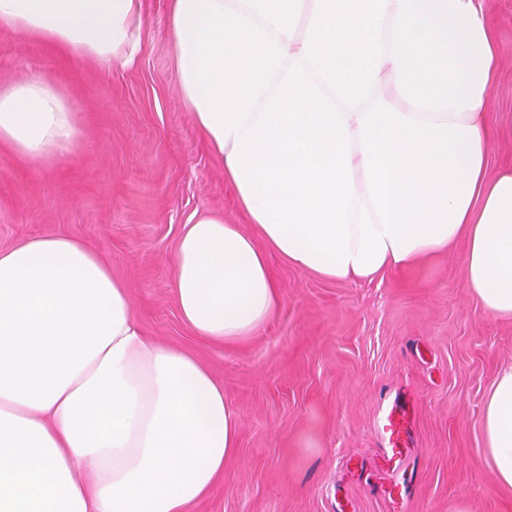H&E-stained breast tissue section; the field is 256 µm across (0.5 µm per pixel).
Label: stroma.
<instances>
[{"label":"stroma","instance_id":"stroma-1","mask_svg":"<svg viewBox=\"0 0 512 512\" xmlns=\"http://www.w3.org/2000/svg\"><path fill=\"white\" fill-rule=\"evenodd\" d=\"M482 6L499 44L497 173L512 169V0ZM144 9L130 68L77 61L0 28V85L48 76L79 120L68 160L36 167L0 148V249L35 235L91 244L128 288L146 336L190 352L223 384L238 448L190 512H512L481 426L498 372L512 365V318L474 309L464 245L371 281L327 280L273 253L280 301L254 335L213 344L182 322L183 225L201 214L246 218L183 105L166 0ZM396 405L398 469L380 427Z\"/></svg>","mask_w":512,"mask_h":512}]
</instances>
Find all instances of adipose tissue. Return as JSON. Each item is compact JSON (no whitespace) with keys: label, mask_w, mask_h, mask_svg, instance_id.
<instances>
[{"label":"adipose tissue","mask_w":512,"mask_h":512,"mask_svg":"<svg viewBox=\"0 0 512 512\" xmlns=\"http://www.w3.org/2000/svg\"><path fill=\"white\" fill-rule=\"evenodd\" d=\"M479 0H390L384 59L373 85L419 122L495 140L490 90L498 45ZM143 0H0V28L76 60L132 66ZM77 143L67 96L48 76L0 86V147L33 163L60 162ZM475 184L463 220L438 243L417 244L381 272L467 247L478 309L512 316V172H464ZM280 247L216 216L184 225L175 301L195 336H251L279 302L268 255ZM239 418L224 388L189 352L146 338L127 287L89 244L64 236L0 250V512H189L224 475ZM499 484L512 488V366L497 376L482 417Z\"/></svg>","instance_id":"adipose-tissue-1"}]
</instances>
